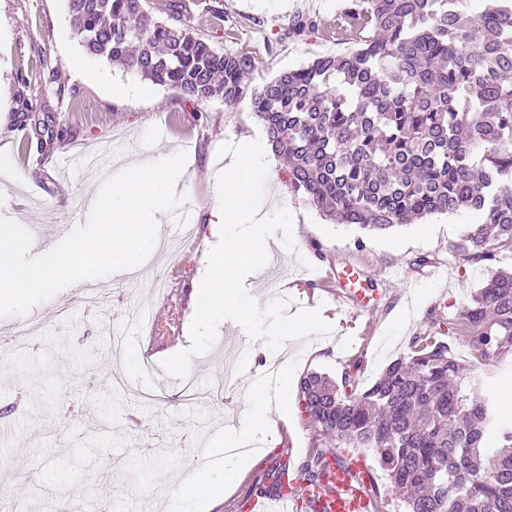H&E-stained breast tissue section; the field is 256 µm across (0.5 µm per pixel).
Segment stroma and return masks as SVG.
Returning a JSON list of instances; mask_svg holds the SVG:
<instances>
[{"label": "stroma", "mask_w": 512, "mask_h": 512, "mask_svg": "<svg viewBox=\"0 0 512 512\" xmlns=\"http://www.w3.org/2000/svg\"><path fill=\"white\" fill-rule=\"evenodd\" d=\"M180 3L217 50L252 53L254 87L315 56L354 49L324 31L265 49L272 26L297 14L330 21L343 0ZM215 7L223 20L213 18ZM68 23L65 0H0V216L24 226L34 242L63 240L73 227L71 213L85 210L84 197L96 188L89 170L66 167L64 158L111 138L125 142L134 160L172 148L186 153L176 188L186 201L177 213L161 214L147 276L100 278L97 300L84 287L64 288L31 309L39 326L26 336L17 333L22 317H0V336L15 344L0 351V485L7 489L0 512H41L50 493L59 512H167L171 502L196 512L184 486L196 439L207 450L199 467L215 463L225 435L249 433L255 378L276 383L281 366H288V415L275 432L252 435L248 467L210 510L228 512L230 502L258 494L281 452L295 463L305 460L313 430L296 401L304 374L339 378L348 356L360 351L363 381L372 383L405 351L431 306L454 316L491 272L512 267V254L458 264L448 246L480 220L467 210L377 232L334 223L291 192L284 161L271 157L266 195L280 197L291 211L296 249L269 238L277 258L247 277V290L262 306L287 299L290 315L320 310L333 331L287 341L273 352L228 320L214 345L192 358L186 379L170 376L164 351L191 344V288L211 238L207 216L218 204L216 175L224 167L218 150L244 136L264 137L265 130L249 99L183 102L175 88L139 82L121 66L87 55L77 36L61 39ZM89 68L105 73L108 84L89 79ZM137 82L138 97L117 94V87ZM422 257L427 265H419ZM344 263L377 279L372 290L379 300L355 314L323 279ZM142 306L154 313L146 324L134 319ZM116 334L126 338L120 353L112 346ZM146 362L153 367L148 375L141 370ZM188 384L196 392L191 403L183 399Z\"/></svg>", "instance_id": "1"}]
</instances>
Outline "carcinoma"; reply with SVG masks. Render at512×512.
<instances>
[{
    "instance_id": "cac0c4a2",
    "label": "carcinoma",
    "mask_w": 512,
    "mask_h": 512,
    "mask_svg": "<svg viewBox=\"0 0 512 512\" xmlns=\"http://www.w3.org/2000/svg\"><path fill=\"white\" fill-rule=\"evenodd\" d=\"M476 13L466 16L462 3ZM85 50L197 103L251 95L288 185L326 218L387 230L462 209L481 216L450 251L464 264L512 252V0H345L333 25L359 45L280 72L258 88L247 53L221 52L176 3L159 22L145 0H67ZM322 22L279 26L304 40ZM466 348L470 372L453 353ZM512 357V270L493 273L409 338L371 384L364 360L340 380L311 372L298 398L314 430L306 461L282 453L276 491L346 472L374 503L403 512H512V423L498 420L478 370ZM337 448L350 454L338 455ZM369 453L382 470L354 466Z\"/></svg>"
}]
</instances>
